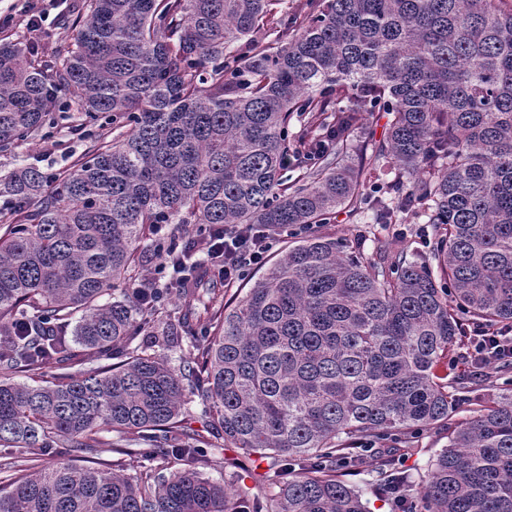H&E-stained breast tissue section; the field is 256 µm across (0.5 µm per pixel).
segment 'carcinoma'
Listing matches in <instances>:
<instances>
[{
    "label": "carcinoma",
    "instance_id": "1",
    "mask_svg": "<svg viewBox=\"0 0 512 512\" xmlns=\"http://www.w3.org/2000/svg\"><path fill=\"white\" fill-rule=\"evenodd\" d=\"M284 3L85 0L50 55L0 41V153L53 137L63 97L91 141L53 174L0 170V447L21 452L0 459V512H367L345 480L355 444L445 426L465 389L441 373L448 352L467 327L512 325V3ZM365 112L387 114L384 140L355 139ZM305 114L329 145L290 184L288 125ZM367 202L363 238L414 219L430 253L314 235L239 298L198 268L176 323L144 310L173 289L128 292L154 224L275 231ZM142 331L189 351L175 367L132 346ZM119 347L125 364L85 367ZM188 393L208 436L185 425ZM104 433L148 464L95 458ZM220 439L267 452L270 492L166 464ZM50 448L81 463L44 466ZM394 460L376 456L390 493L406 482ZM421 494L425 512H512V392L475 403Z\"/></svg>",
    "mask_w": 512,
    "mask_h": 512
}]
</instances>
